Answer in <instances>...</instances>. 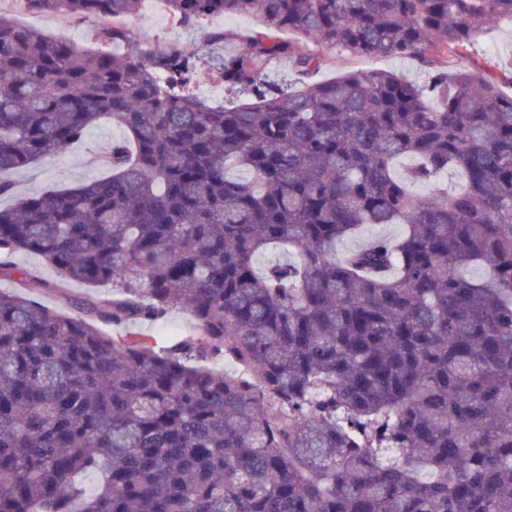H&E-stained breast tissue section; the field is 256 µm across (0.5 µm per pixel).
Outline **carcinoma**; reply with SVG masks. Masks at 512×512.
<instances>
[{"instance_id": "cac0c4a2", "label": "carcinoma", "mask_w": 512, "mask_h": 512, "mask_svg": "<svg viewBox=\"0 0 512 512\" xmlns=\"http://www.w3.org/2000/svg\"><path fill=\"white\" fill-rule=\"evenodd\" d=\"M19 2L110 21L112 52L0 17V196L103 120L124 137L108 176L0 207V252L123 297L83 319L0 287V512H512V95L453 60L512 0H164L413 57L422 84L314 81L260 33L145 47L141 0ZM204 57L252 101L190 93ZM280 57L291 90L260 83ZM174 310L195 333L166 346L97 327ZM401 231V226L399 224H392L384 227H368L359 237L345 239L336 245V251L338 254L345 253L348 249L354 248L358 245L365 244L368 240L372 238L373 235H386L388 237H395L399 235Z\"/></svg>"}]
</instances>
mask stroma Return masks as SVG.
I'll return each instance as SVG.
<instances>
[{
    "mask_svg": "<svg viewBox=\"0 0 512 512\" xmlns=\"http://www.w3.org/2000/svg\"><path fill=\"white\" fill-rule=\"evenodd\" d=\"M0 16L11 23L52 36L66 35L71 40L82 43L89 40V22L61 14L33 16L22 11L17 0H8L7 4L1 6ZM125 24L142 42L150 44H165L174 40L194 42L203 33L220 29L223 30L224 42L229 47L235 41L264 29L261 20L250 14L206 18L193 30L173 24L165 14L152 19L140 13L127 18ZM304 43L319 58L321 66L318 76L322 79L373 69L392 71L420 83L427 78L426 68L414 58H366L311 40ZM455 65L460 69L480 72L484 77L496 81L503 92L512 94V23L504 21L489 26L475 41L460 51ZM121 136V130L113 127L110 122H102L89 132L83 142L14 175V196L71 186L107 175L109 166L101 161L100 153ZM14 196L1 197L0 205H11ZM8 262L27 274L24 283L19 286L20 291L68 315H79L84 301L107 303L121 295L119 285L112 283L96 288L73 282L58 283L54 271L40 256L33 253L12 254Z\"/></svg>",
    "mask_w": 512,
    "mask_h": 512,
    "instance_id": "35a3bbf8",
    "label": "stroma"
}]
</instances>
